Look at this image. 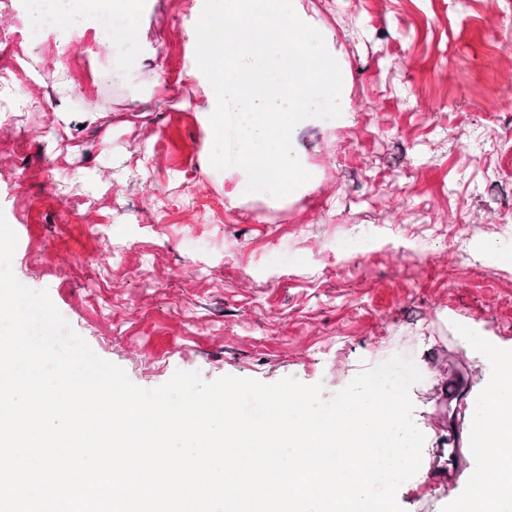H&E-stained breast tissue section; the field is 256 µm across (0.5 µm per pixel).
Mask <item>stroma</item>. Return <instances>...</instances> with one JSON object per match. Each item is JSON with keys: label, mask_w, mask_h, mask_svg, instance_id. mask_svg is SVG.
Masks as SVG:
<instances>
[{"label": "stroma", "mask_w": 512, "mask_h": 512, "mask_svg": "<svg viewBox=\"0 0 512 512\" xmlns=\"http://www.w3.org/2000/svg\"><path fill=\"white\" fill-rule=\"evenodd\" d=\"M192 4L150 0L133 17L170 85L162 106L106 79L112 51L91 33L72 53L47 34L0 42V69L27 62L44 78L20 102L0 88V214L18 238L16 278L48 290L143 388L183 370L293 377L329 397L407 357L422 375L413 415L442 444L465 404L434 375L476 393L487 374L458 327L512 344V55L498 49L512 40V0H296L326 30L353 112L299 134L310 179L277 201L210 164ZM98 107L106 118L85 122ZM199 193L220 209L192 207ZM464 242L474 256L462 262ZM110 249L119 261L93 265ZM201 263L210 276H197ZM472 461L455 455L449 481L417 473L398 504L450 512Z\"/></svg>", "instance_id": "1"}]
</instances>
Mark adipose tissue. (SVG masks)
Masks as SVG:
<instances>
[{"instance_id": "adipose-tissue-1", "label": "adipose tissue", "mask_w": 512, "mask_h": 512, "mask_svg": "<svg viewBox=\"0 0 512 512\" xmlns=\"http://www.w3.org/2000/svg\"><path fill=\"white\" fill-rule=\"evenodd\" d=\"M458 341L465 350L483 352L491 373L478 394L464 398L479 453L470 492L454 502L452 512H498L500 503L512 498V351L488 348L468 327L459 330Z\"/></svg>"}]
</instances>
